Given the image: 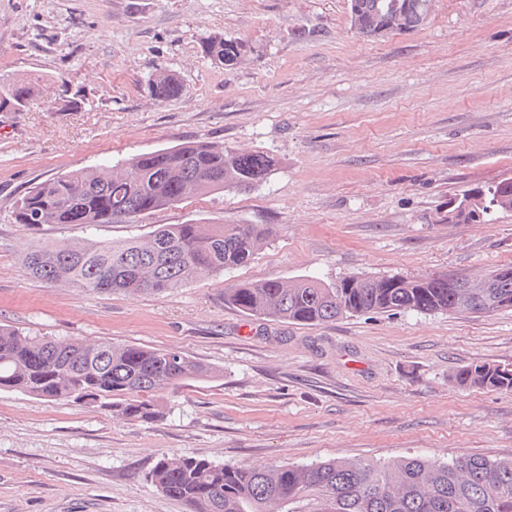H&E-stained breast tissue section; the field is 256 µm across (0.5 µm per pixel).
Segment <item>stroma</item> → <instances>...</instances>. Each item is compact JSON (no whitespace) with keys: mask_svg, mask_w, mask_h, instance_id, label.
Listing matches in <instances>:
<instances>
[{"mask_svg":"<svg viewBox=\"0 0 512 512\" xmlns=\"http://www.w3.org/2000/svg\"><path fill=\"white\" fill-rule=\"evenodd\" d=\"M347 0H0V77L40 76L0 113V324L33 336L175 348L218 377L159 394L163 418L0 390V512H187L148 473L160 454L224 464L334 458H512V393L460 390L476 362L512 363V311L360 314L317 325L224 303L241 282L477 275L512 264V213L448 219L465 192L512 180V0H437L380 39ZM248 42L227 67L213 34ZM179 97L159 102L156 70ZM83 97L62 111L63 93ZM208 141L273 155L267 180L137 223L31 230L16 198L46 179ZM273 224L248 264L175 292L91 293L29 276L35 242L121 240L160 224ZM150 90L156 100L166 102L181 94L182 85L174 74L164 71L151 80Z\"/></svg>","mask_w":512,"mask_h":512,"instance_id":"35a3bbf8","label":"stroma"}]
</instances>
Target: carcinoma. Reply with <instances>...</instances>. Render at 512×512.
<instances>
[{"instance_id": "1", "label": "carcinoma", "mask_w": 512, "mask_h": 512, "mask_svg": "<svg viewBox=\"0 0 512 512\" xmlns=\"http://www.w3.org/2000/svg\"><path fill=\"white\" fill-rule=\"evenodd\" d=\"M362 37L373 38L387 7L415 0H356ZM250 50L215 34L205 55L234 66ZM40 80H0V112H22ZM156 100L182 92L179 79L162 72L151 80ZM277 160L210 142H192L136 155L120 165L80 168L47 179L14 204V221L96 227L133 223L201 193L252 189ZM488 191L482 214L512 212V195ZM273 224H161L146 236L118 242L32 245L23 256L28 274L47 284L108 292L167 293L203 273L245 265L275 234ZM324 283L314 278L240 283L224 289V302L248 315L313 325L347 315L417 312L486 313L512 310V278L489 295L459 297L448 274L370 277ZM219 370L177 349L30 336L0 326V389L39 399L94 404L127 421L151 423L164 415L157 393ZM455 386L512 392L511 363H472L458 370ZM148 477L189 512H512V459L476 455L451 460L401 457L387 462L332 459L308 465L217 464L207 458L161 455Z\"/></svg>"}]
</instances>
